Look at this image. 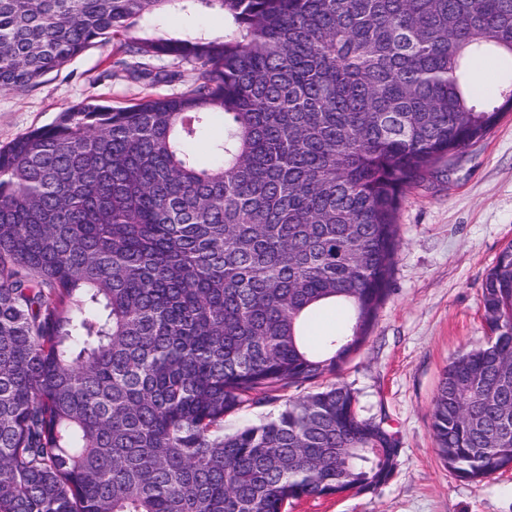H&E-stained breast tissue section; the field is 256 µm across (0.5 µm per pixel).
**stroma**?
Masks as SVG:
<instances>
[{
	"instance_id": "35a3bbf8",
	"label": "stroma",
	"mask_w": 512,
	"mask_h": 512,
	"mask_svg": "<svg viewBox=\"0 0 512 512\" xmlns=\"http://www.w3.org/2000/svg\"><path fill=\"white\" fill-rule=\"evenodd\" d=\"M223 13L195 6L141 22L137 36L185 39L223 35ZM116 47L99 42L38 85L0 92V147L51 124L89 97L124 106L148 95L183 92L190 65L173 66L172 83L149 84L114 73ZM401 246L389 296L364 346L337 374L357 396L362 417L381 422L399 442L392 477L372 492L301 499L287 512H512V470L479 484L451 476L440 460L430 410L444 368L460 352L486 344L482 284L512 243V113L468 147L439 176L425 179L397 214Z\"/></svg>"
}]
</instances>
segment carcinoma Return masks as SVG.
<instances>
[{"instance_id": "1", "label": "carcinoma", "mask_w": 512, "mask_h": 512, "mask_svg": "<svg viewBox=\"0 0 512 512\" xmlns=\"http://www.w3.org/2000/svg\"><path fill=\"white\" fill-rule=\"evenodd\" d=\"M224 36H128L195 2ZM185 92L88 99L0 148V512H286L370 492L399 448L323 385L389 294L406 188L512 109V0H0V91L100 39ZM210 160L188 150L211 123ZM491 342L444 369L440 459L512 467V244L482 291ZM340 331L312 344L326 307ZM277 416L224 419L291 388Z\"/></svg>"}]
</instances>
